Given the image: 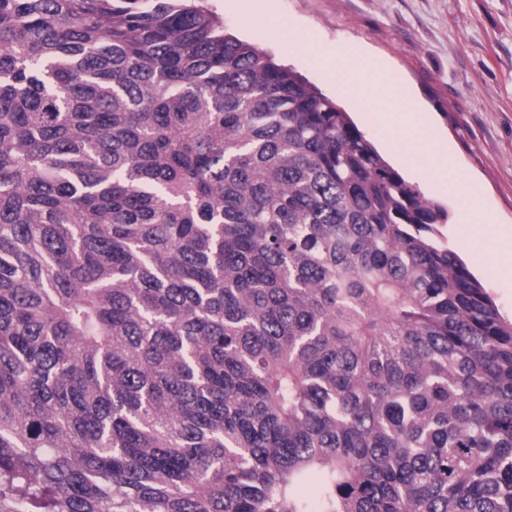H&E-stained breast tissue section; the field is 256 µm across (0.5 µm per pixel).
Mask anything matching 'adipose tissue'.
I'll use <instances>...</instances> for the list:
<instances>
[{"label": "adipose tissue", "mask_w": 512, "mask_h": 512, "mask_svg": "<svg viewBox=\"0 0 512 512\" xmlns=\"http://www.w3.org/2000/svg\"><path fill=\"white\" fill-rule=\"evenodd\" d=\"M332 66L336 77L365 105L376 110L379 121L392 135V150L415 155L422 162L431 158L430 147L422 137L426 116L392 95L387 75L379 69L377 60L348 52L337 55Z\"/></svg>", "instance_id": "1"}]
</instances>
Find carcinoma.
<instances>
[{
    "mask_svg": "<svg viewBox=\"0 0 512 512\" xmlns=\"http://www.w3.org/2000/svg\"><path fill=\"white\" fill-rule=\"evenodd\" d=\"M446 221L194 0H0V512H512Z\"/></svg>",
    "mask_w": 512,
    "mask_h": 512,
    "instance_id": "cac0c4a2",
    "label": "carcinoma"
}]
</instances>
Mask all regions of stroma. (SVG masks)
Segmentation results:
<instances>
[{
	"instance_id": "35a3bbf8",
	"label": "stroma",
	"mask_w": 512,
	"mask_h": 512,
	"mask_svg": "<svg viewBox=\"0 0 512 512\" xmlns=\"http://www.w3.org/2000/svg\"><path fill=\"white\" fill-rule=\"evenodd\" d=\"M231 33L291 67L351 117L379 153L428 199L448 211L440 231L512 319V246L470 243L486 224L512 227V0H203ZM296 33L287 47L276 29ZM361 49L389 68L395 93L430 115V143L450 148L454 173L479 198L469 223L458 220L464 195L446 192L434 165L420 166L388 147L374 113L330 69L339 52Z\"/></svg>"
}]
</instances>
